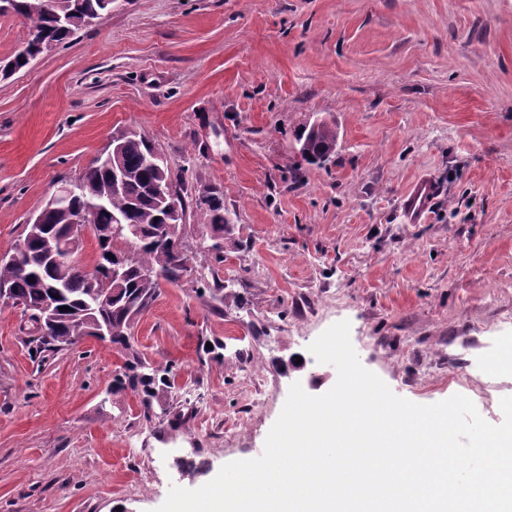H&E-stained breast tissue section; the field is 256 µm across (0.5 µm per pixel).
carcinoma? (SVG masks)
Returning a JSON list of instances; mask_svg holds the SVG:
<instances>
[{
	"mask_svg": "<svg viewBox=\"0 0 512 512\" xmlns=\"http://www.w3.org/2000/svg\"><path fill=\"white\" fill-rule=\"evenodd\" d=\"M77 0H15L17 15L29 21V32L23 50L4 62L15 70L29 64L30 55L42 38L64 43L84 27L83 18L100 19L107 15L105 0H82L81 14L74 13ZM336 124L325 120L306 124L297 142L298 152L311 162H323L336 151ZM112 145L121 150L126 182L120 192L112 190V171L104 158H97L77 178L71 180L74 192L63 206L45 204L39 213V223L29 224L23 241L24 259L19 263L0 261V286L8 290V298L27 317L29 343L35 352L58 350L74 345L82 338L96 335L100 329H111L108 341L128 348L127 331L135 318L157 296L160 283H176L186 275L184 262L178 256L180 234L186 215V202L179 180L172 176L168 165L151 163L158 153L155 146L133 130L112 135ZM196 207L209 217L211 228L218 234L211 244L215 259L224 261V199L209 193L196 201ZM83 213L87 224H110L112 214L119 213L124 224L135 228L138 236L130 239L114 234L98 241L95 264L103 277L92 279L77 260L50 264L43 259L46 237L65 239L73 218ZM123 241L129 250L116 247ZM128 256V272L116 282L108 275L115 255ZM107 296L106 306H97L100 297ZM57 309L52 321H40L36 311L47 303ZM67 307L60 312L58 308ZM127 372L115 378L116 388L125 385L142 387L141 404L148 410L155 397V376L141 372L142 361L135 358L125 364Z\"/></svg>",
	"mask_w": 512,
	"mask_h": 512,
	"instance_id": "obj_1",
	"label": "carcinoma"
}]
</instances>
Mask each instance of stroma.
<instances>
[{"label": "stroma", "mask_w": 512, "mask_h": 512, "mask_svg": "<svg viewBox=\"0 0 512 512\" xmlns=\"http://www.w3.org/2000/svg\"><path fill=\"white\" fill-rule=\"evenodd\" d=\"M316 119L339 133L321 164L297 144ZM121 129L182 180L195 268L126 349L32 358L0 305V512H156L170 486L261 456L293 383L334 386L308 347L343 320L399 397L433 404L466 378L512 396V342L483 346L512 314V0H114L0 77V255ZM422 175L441 193L403 223ZM211 191L220 262L196 206ZM132 353L174 377L148 412L111 391ZM197 208L203 214L209 217L211 228L218 237H210L211 240L217 239L211 244V249L215 251V259L223 261L224 259V228L227 229L228 224H224V199L215 193H208L196 201ZM222 240V241H221Z\"/></svg>", "instance_id": "obj_1"}]
</instances>
